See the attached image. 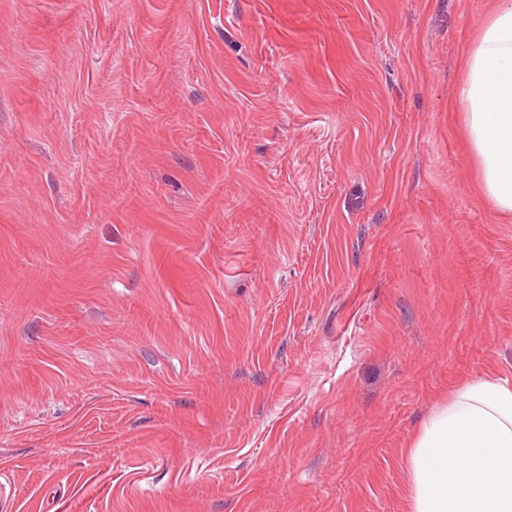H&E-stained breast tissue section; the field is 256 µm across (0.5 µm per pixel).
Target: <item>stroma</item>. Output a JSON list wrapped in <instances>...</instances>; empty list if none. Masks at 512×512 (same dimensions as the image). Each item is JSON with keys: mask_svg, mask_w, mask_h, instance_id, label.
Masks as SVG:
<instances>
[{"mask_svg": "<svg viewBox=\"0 0 512 512\" xmlns=\"http://www.w3.org/2000/svg\"><path fill=\"white\" fill-rule=\"evenodd\" d=\"M492 3L0 0V512H408L512 380ZM483 197L512 214V1L495 0L472 44L460 91Z\"/></svg>", "mask_w": 512, "mask_h": 512, "instance_id": "1", "label": "stroma"}]
</instances>
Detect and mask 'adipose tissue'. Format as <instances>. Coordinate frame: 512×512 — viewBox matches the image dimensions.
I'll list each match as a JSON object with an SVG mask.
<instances>
[{
  "label": "adipose tissue",
  "mask_w": 512,
  "mask_h": 512,
  "mask_svg": "<svg viewBox=\"0 0 512 512\" xmlns=\"http://www.w3.org/2000/svg\"><path fill=\"white\" fill-rule=\"evenodd\" d=\"M483 197L512 214V0H495L460 91ZM409 512H512V383L465 382L422 422L406 452Z\"/></svg>",
  "instance_id": "adipose-tissue-1"
}]
</instances>
